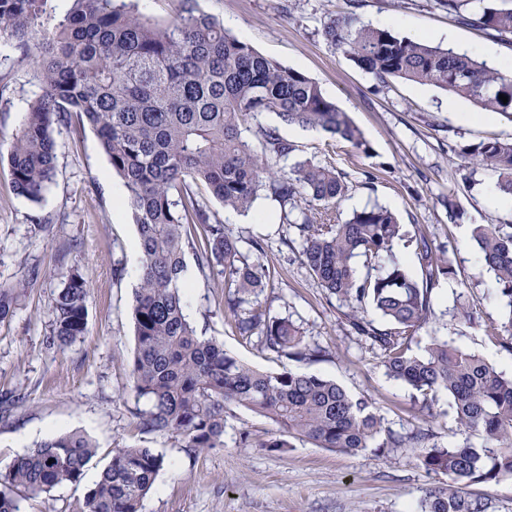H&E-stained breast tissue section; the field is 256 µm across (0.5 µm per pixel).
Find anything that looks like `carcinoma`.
Masks as SVG:
<instances>
[{
    "label": "carcinoma",
    "mask_w": 512,
    "mask_h": 512,
    "mask_svg": "<svg viewBox=\"0 0 512 512\" xmlns=\"http://www.w3.org/2000/svg\"><path fill=\"white\" fill-rule=\"evenodd\" d=\"M73 2L66 18L46 27L45 0H0V38L16 39L41 74L40 93L9 144L7 161L17 194L37 204L55 173V129L87 125L122 180L142 253L131 365L132 390L148 403L138 411L141 428L170 434L194 452L218 448L224 445V414L234 406L279 427L266 448L283 451L293 439L348 454L370 450L378 457L411 448L425 471L448 476V486L427 492L418 512H486L487 504L469 497L466 488L512 478V372L437 336L423 353L411 349L418 331L435 318L436 288L455 276L452 259L420 231L417 263L401 261L394 248L408 232L394 212L377 204L341 223L318 221L315 207L339 203L347 182L334 167L311 160L287 172L278 169L296 146L277 126L259 122L271 114L370 155L348 114L312 78L197 12L194 0H183L181 14L167 24L141 17L126 0ZM348 2L349 11L324 24L323 37L378 82L394 77L431 85L485 112L512 115L511 68H490L471 56L365 25L355 0ZM438 2L465 25L512 35V7L484 6L465 15L463 0ZM250 120L256 121L258 150L243 136ZM461 154L496 172L497 190L512 198V140H482ZM200 184L237 212L261 196L277 202L280 219L298 231L302 264L347 306L349 326L380 351L388 376L422 396L428 411L438 393L447 394L457 423L478 442L437 443L431 413L409 434L387 432L371 398L286 366L275 373L253 369L197 335L186 314L188 251L201 271L224 277L226 308L241 335H258L264 350L289 361L322 356L288 317L255 310L240 316L242 306L266 287V271L241 253L240 238L195 191ZM470 240L508 308L507 324L492 322L486 332L512 353V224H473ZM16 296L17 288L0 286V323L12 317ZM89 296L90 283L78 269L63 274L49 304L47 346L63 348L84 334ZM369 308L381 324L365 316ZM95 454V442L80 431L41 442L10 467L0 512H20L15 488L35 497L79 481ZM163 464L151 448L117 449L89 491L85 512H139Z\"/></svg>",
    "instance_id": "1"
}]
</instances>
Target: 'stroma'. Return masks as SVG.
Masks as SVG:
<instances>
[{
  "mask_svg": "<svg viewBox=\"0 0 512 512\" xmlns=\"http://www.w3.org/2000/svg\"><path fill=\"white\" fill-rule=\"evenodd\" d=\"M346 4L196 0L200 12L223 22L237 38L313 78L362 131L372 148L368 157L320 131L280 128L296 145V159L335 165L344 176L349 191L334 211L336 220L378 204L448 249L456 276L440 283L436 317L416 335L412 350L421 351L430 337L438 336L512 371V353L482 329L460 321L453 310L459 299L483 319L505 320L494 278L469 239V227L510 222L512 208L487 201L485 188L496 174L465 167L456 150L486 139H512V118L497 114L480 119L471 101L449 98L429 85L398 78L378 83L322 35L325 22ZM357 13L364 24L388 28L400 37L480 50L492 67L512 63V39L461 24L438 0H360ZM39 86L36 66L23 59L15 40L1 39L0 144L18 132ZM465 112L470 115L466 121L461 118ZM54 140L55 175L40 204L19 196L8 164L0 165V285H23L13 317L0 324V398H20L10 415L0 419V477L51 432L83 431L96 443L97 454L80 481L21 498V512H84L85 499L113 450L131 445L164 457L140 512H413L427 490L447 485L446 475L419 468L408 448L379 458L299 440L283 452L265 447L277 426L241 407L226 413L223 447L202 453L187 451L172 436L143 431L134 415L137 400L130 382L135 348L131 314L140 267L130 254L136 227L129 211L115 208L112 189L121 180L113 175L96 134L61 127ZM450 197L463 212L455 224L449 223L444 205ZM208 205L240 236V249L249 261H260L266 270V288L254 307L290 317L325 355L288 364L239 335L224 313L220 275L203 274L190 255L187 314L198 335L261 371L277 372L288 365L336 380L352 395L370 397L386 427L411 432L421 417L419 401L387 375L379 351L351 331L345 306L327 296L302 265L300 240L280 223L278 204L261 198L246 213L225 209L213 198ZM253 238L264 239L266 255L254 254L249 245ZM116 266L122 267V277L114 276ZM72 268L91 285L86 330L57 350L45 343L48 307L63 273ZM244 430L253 435L246 448L239 445Z\"/></svg>",
  "mask_w": 512,
  "mask_h": 512,
  "instance_id": "35a3bbf8",
  "label": "stroma"
}]
</instances>
